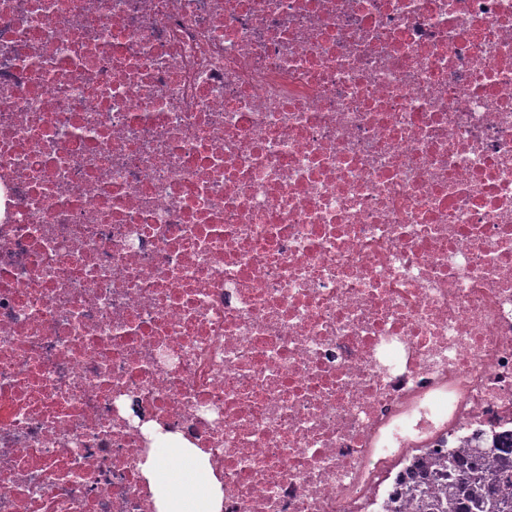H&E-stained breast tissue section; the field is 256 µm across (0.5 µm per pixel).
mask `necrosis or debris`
<instances>
[{"mask_svg": "<svg viewBox=\"0 0 512 512\" xmlns=\"http://www.w3.org/2000/svg\"><path fill=\"white\" fill-rule=\"evenodd\" d=\"M512 433V0H0V512H391ZM197 453L194 448H157L142 466L149 480L157 512H221L223 493L220 483L207 468L206 458L200 456V466L193 476L185 474L175 464L166 471V464L186 454Z\"/></svg>", "mask_w": 512, "mask_h": 512, "instance_id": "4bbe7bcc", "label": "necrosis or debris"}]
</instances>
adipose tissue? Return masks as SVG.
Wrapping results in <instances>:
<instances>
[{
	"label": "adipose tissue",
	"instance_id": "1",
	"mask_svg": "<svg viewBox=\"0 0 512 512\" xmlns=\"http://www.w3.org/2000/svg\"><path fill=\"white\" fill-rule=\"evenodd\" d=\"M184 454L181 448H161L143 466L157 512H220L223 493L207 466L190 476L167 472V463Z\"/></svg>",
	"mask_w": 512,
	"mask_h": 512
}]
</instances>
